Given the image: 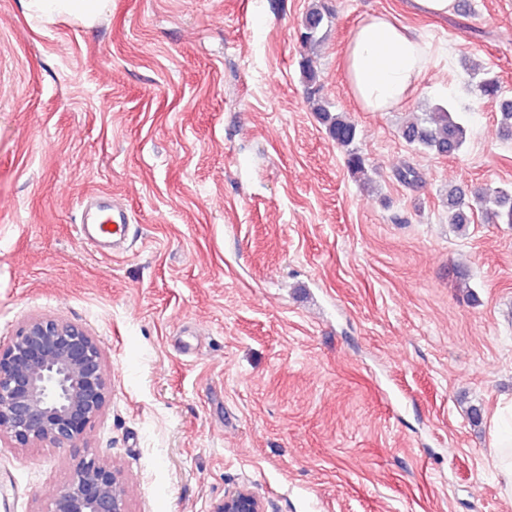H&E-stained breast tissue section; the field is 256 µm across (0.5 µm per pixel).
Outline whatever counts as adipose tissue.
I'll use <instances>...</instances> for the list:
<instances>
[{"label": "adipose tissue", "mask_w": 512, "mask_h": 512, "mask_svg": "<svg viewBox=\"0 0 512 512\" xmlns=\"http://www.w3.org/2000/svg\"><path fill=\"white\" fill-rule=\"evenodd\" d=\"M38 20L66 16L95 22L109 0H24ZM430 45L390 15L375 13L354 26L342 61L343 80L364 112L399 108L422 80ZM494 464L503 494L512 496V400L500 404L492 420Z\"/></svg>", "instance_id": "obj_1"}]
</instances>
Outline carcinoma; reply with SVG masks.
Returning <instances> with one entry per match:
<instances>
[{
	"instance_id": "1",
	"label": "carcinoma",
	"mask_w": 512,
	"mask_h": 512,
	"mask_svg": "<svg viewBox=\"0 0 512 512\" xmlns=\"http://www.w3.org/2000/svg\"><path fill=\"white\" fill-rule=\"evenodd\" d=\"M327 7L324 4L310 6L303 30L300 33L304 58L301 61L302 76L308 87V103L329 137L345 155L349 173L360 178L365 175V160L356 147L357 130L355 124L343 112H332L319 97V73L315 65V52L320 43L319 28L324 20ZM482 98L498 103L501 125L512 133V99L501 94L499 80L484 77L477 84ZM410 144L438 155H451L459 152L467 138V128L457 121L451 112L440 109L421 121L408 123L402 131ZM481 212L495 224H512V192L500 188H480L466 196L458 189L448 190V213L455 227L463 231L472 223L474 214Z\"/></svg>"
}]
</instances>
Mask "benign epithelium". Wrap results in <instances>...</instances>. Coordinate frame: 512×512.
<instances>
[{
  "label": "benign epithelium",
  "mask_w": 512,
  "mask_h": 512,
  "mask_svg": "<svg viewBox=\"0 0 512 512\" xmlns=\"http://www.w3.org/2000/svg\"><path fill=\"white\" fill-rule=\"evenodd\" d=\"M108 394L100 351L81 326L38 318L0 344V434L24 447L47 441L72 447ZM50 512H128L120 474L96 456L84 458ZM212 512H265L249 489L239 488Z\"/></svg>",
  "instance_id": "benign-epithelium-1"
}]
</instances>
